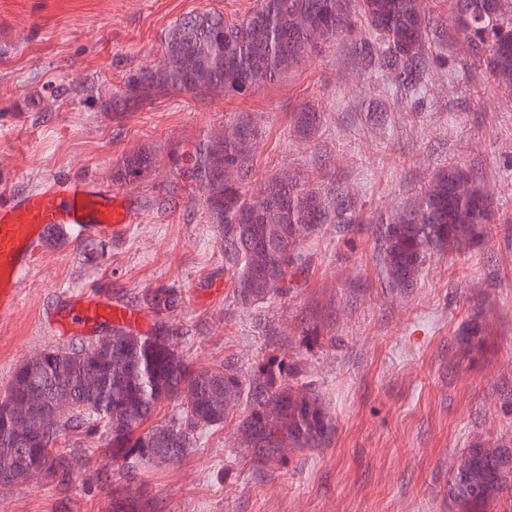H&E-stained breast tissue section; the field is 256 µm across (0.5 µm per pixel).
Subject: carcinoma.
I'll return each mask as SVG.
<instances>
[{
    "mask_svg": "<svg viewBox=\"0 0 512 512\" xmlns=\"http://www.w3.org/2000/svg\"><path fill=\"white\" fill-rule=\"evenodd\" d=\"M450 3L471 64L512 90V0ZM355 34L362 69L412 89L439 31L429 0H257L237 21L220 11L189 13L169 30L159 66L129 76L114 107L125 112L150 97L183 91L245 96ZM320 122L321 114L309 106L290 113V123L303 136L313 134ZM257 136L251 118L240 113L171 159L178 178L198 188L207 223L218 226L233 270V295L245 307L288 295L293 274L305 261L302 243L323 225L365 223L355 216L353 198L311 192L294 176L274 177L248 193L250 145ZM153 163L149 150L127 155L113 169L112 180L134 184ZM492 219L488 196L467 172L453 168L435 174L413 208L373 226L380 273L390 291L412 287L432 255L478 245ZM178 301L174 288L145 296L159 315ZM113 330L122 332V339L110 348L87 353L84 345L57 347L16 365L0 400L1 486L27 481L18 451L37 460L43 482L73 481L78 460L43 449L38 438L61 394L75 408L57 422L51 440L78 428L101 429L112 459L131 469L181 462L195 433L224 425L232 401L244 407L237 434L251 448L257 470L285 463L280 453L285 445L296 452L331 445L335 420L316 384L295 364L280 362L244 376L229 361L197 369L177 352L175 329L163 321L151 336L124 325ZM487 336V325L474 315L461 327L459 344L477 354ZM164 403L179 409V420L142 431ZM7 404L25 406L24 432L16 431L1 410ZM448 498L455 512H512V443L473 440L448 472Z\"/></svg>",
    "mask_w": 512,
    "mask_h": 512,
    "instance_id": "cac0c4a2",
    "label": "carcinoma"
}]
</instances>
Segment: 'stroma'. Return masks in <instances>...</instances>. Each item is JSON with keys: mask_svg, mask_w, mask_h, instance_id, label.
I'll return each mask as SVG.
<instances>
[{"mask_svg": "<svg viewBox=\"0 0 512 512\" xmlns=\"http://www.w3.org/2000/svg\"><path fill=\"white\" fill-rule=\"evenodd\" d=\"M256 0H0V204L71 178L111 183L125 155L151 150L156 165L122 186L139 219L118 238L54 231L22 283L21 305L0 316V391L17 364L51 347L87 343L111 324L75 328L70 298L97 294L140 310L141 335L160 322L147 291L176 288L175 346L194 367L231 359L247 375L297 362L336 421L330 447L296 453L262 474L239 448L234 411L198 432L181 464L122 470L103 433L70 432L56 445L84 463L66 487L32 480L0 486V512H112L116 495L147 512H453L448 464L482 433L512 441V94L468 72L446 0L442 31L424 64L421 95L390 90L361 70L345 38L279 81L238 97L187 92L116 112L126 77L154 67L180 16L247 15ZM79 93L51 98L52 87ZM379 101L387 120L365 118ZM312 104L318 130L298 137L290 112ZM260 130L249 185L293 175L354 197L360 217L416 204L434 172L458 166L485 186L500 221L463 255L431 258L405 296L380 274L370 230L327 224L305 244L288 296L245 308L233 297L217 225L169 157L236 113ZM482 310L492 334L484 355H464L457 330ZM315 335L304 334L306 326Z\"/></svg>", "mask_w": 512, "mask_h": 512, "instance_id": "stroma-1", "label": "stroma"}]
</instances>
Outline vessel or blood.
I'll return each mask as SVG.
<instances>
[{
	"instance_id": "obj_1",
	"label": "vessel or blood",
	"mask_w": 512,
	"mask_h": 512,
	"mask_svg": "<svg viewBox=\"0 0 512 512\" xmlns=\"http://www.w3.org/2000/svg\"><path fill=\"white\" fill-rule=\"evenodd\" d=\"M138 217L123 195L102 192L87 181L44 187L0 205V313L18 306L19 283L50 232L68 226L84 234L115 237ZM68 312L78 323L108 315L125 324L133 316L123 303L91 296L71 302Z\"/></svg>"
}]
</instances>
